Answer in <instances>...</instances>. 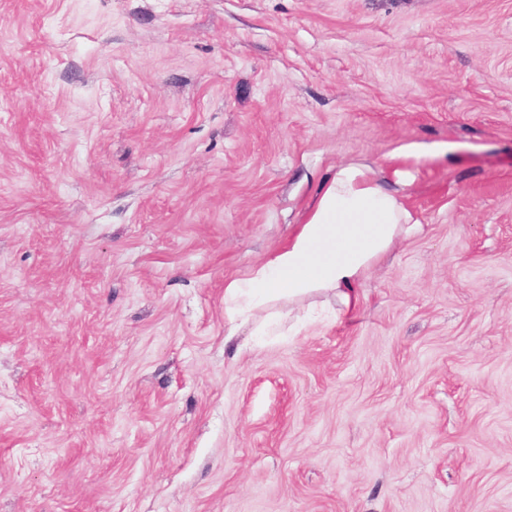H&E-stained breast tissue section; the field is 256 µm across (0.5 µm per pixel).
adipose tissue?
Segmentation results:
<instances>
[{
    "mask_svg": "<svg viewBox=\"0 0 512 512\" xmlns=\"http://www.w3.org/2000/svg\"><path fill=\"white\" fill-rule=\"evenodd\" d=\"M419 229L404 198L371 167L338 165L287 245L247 279L226 285L225 313L229 321L245 323L269 303L294 304L325 293L335 300L337 315L349 314L369 272Z\"/></svg>",
    "mask_w": 512,
    "mask_h": 512,
    "instance_id": "obj_1",
    "label": "adipose tissue"
}]
</instances>
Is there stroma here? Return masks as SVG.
<instances>
[{
    "label": "stroma",
    "mask_w": 512,
    "mask_h": 512,
    "mask_svg": "<svg viewBox=\"0 0 512 512\" xmlns=\"http://www.w3.org/2000/svg\"><path fill=\"white\" fill-rule=\"evenodd\" d=\"M357 162L421 231L227 338ZM0 512H512V0H0Z\"/></svg>",
    "instance_id": "1"
}]
</instances>
